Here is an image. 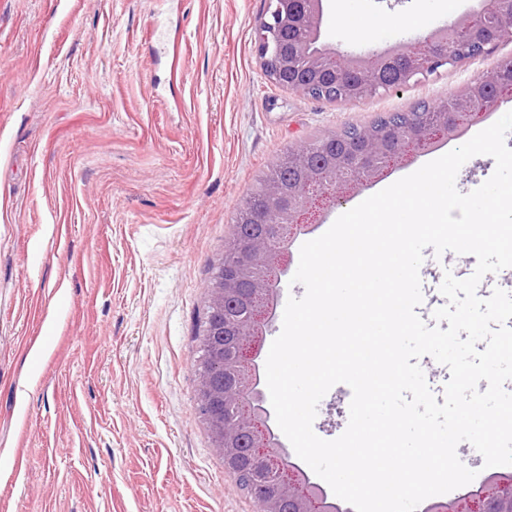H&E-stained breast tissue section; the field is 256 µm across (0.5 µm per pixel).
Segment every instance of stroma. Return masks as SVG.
Returning a JSON list of instances; mask_svg holds the SVG:
<instances>
[{
    "mask_svg": "<svg viewBox=\"0 0 512 512\" xmlns=\"http://www.w3.org/2000/svg\"><path fill=\"white\" fill-rule=\"evenodd\" d=\"M475 0H327L322 39L410 43ZM269 0H0V512H258L200 416L193 369L211 266L289 147L463 91L478 59L355 104L265 75ZM371 27L369 41L351 37ZM512 111L413 154L314 225ZM334 385L313 423L349 420Z\"/></svg>",
    "mask_w": 512,
    "mask_h": 512,
    "instance_id": "35a3bbf8",
    "label": "stroma"
}]
</instances>
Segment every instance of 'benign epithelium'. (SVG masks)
Here are the masks:
<instances>
[{"instance_id": "1", "label": "benign epithelium", "mask_w": 512, "mask_h": 512, "mask_svg": "<svg viewBox=\"0 0 512 512\" xmlns=\"http://www.w3.org/2000/svg\"><path fill=\"white\" fill-rule=\"evenodd\" d=\"M324 9L325 0H270L268 17L259 25L257 50L271 81L300 92L298 83L282 82L283 69L301 60L309 72L319 73L323 58L332 55L344 61L335 73L344 96L357 103L385 88L382 78L389 71L397 73L396 85L406 86L420 75L469 56L468 46L457 39L461 32L468 33L483 54L512 35V0H477L468 14L410 44L345 53L322 41ZM287 28L297 29L299 36L285 57L278 33ZM486 83H497L496 75L486 74L473 86V96L451 109L445 104L436 111L422 112L405 126L364 134L354 148L328 154L326 169L308 170L303 187L295 193L288 194L278 182H269L267 207L256 217L263 231L244 237L239 226H234L223 259L224 276L210 282L207 289V306L221 317L212 335L221 340L213 341L210 361H196V401L225 469L232 472L245 460L255 467L263 489L261 512H281L285 502L291 505L289 512H341L287 460L268 426L269 414L259 388L257 342L272 326L290 243L305 227L320 221L330 199L346 198L350 189L395 166L405 155L437 140L457 137L467 112L493 111L499 96L476 99ZM425 512H512V471L491 473L477 487L451 500L430 503Z\"/></svg>"}]
</instances>
